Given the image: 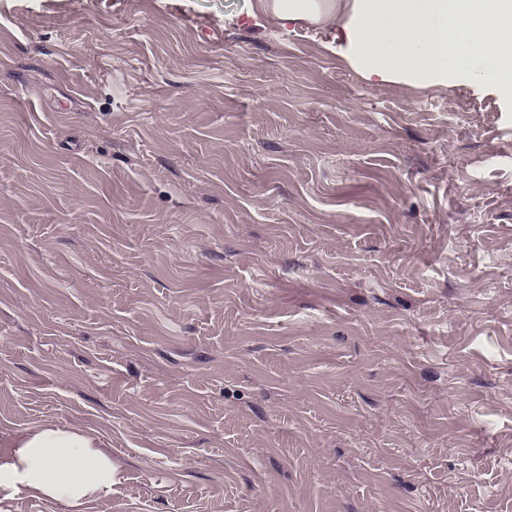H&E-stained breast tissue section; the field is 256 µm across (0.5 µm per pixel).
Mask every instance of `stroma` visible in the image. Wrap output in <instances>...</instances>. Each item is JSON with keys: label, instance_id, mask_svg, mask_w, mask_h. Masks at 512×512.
<instances>
[{"label": "stroma", "instance_id": "stroma-1", "mask_svg": "<svg viewBox=\"0 0 512 512\" xmlns=\"http://www.w3.org/2000/svg\"><path fill=\"white\" fill-rule=\"evenodd\" d=\"M257 0H0V512H512V97ZM0 457L3 500L20 489L81 505L112 489L116 468L99 440L74 427L46 424L21 431Z\"/></svg>", "mask_w": 512, "mask_h": 512}]
</instances>
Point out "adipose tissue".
Instances as JSON below:
<instances>
[{"label":"adipose tissue","instance_id":"ef3b65f1","mask_svg":"<svg viewBox=\"0 0 512 512\" xmlns=\"http://www.w3.org/2000/svg\"><path fill=\"white\" fill-rule=\"evenodd\" d=\"M283 21L340 22L344 57L366 81L450 86L460 74L512 94V0H261ZM116 468L74 427L21 431L0 457V497L25 489L80 505L108 493Z\"/></svg>","mask_w":512,"mask_h":512}]
</instances>
